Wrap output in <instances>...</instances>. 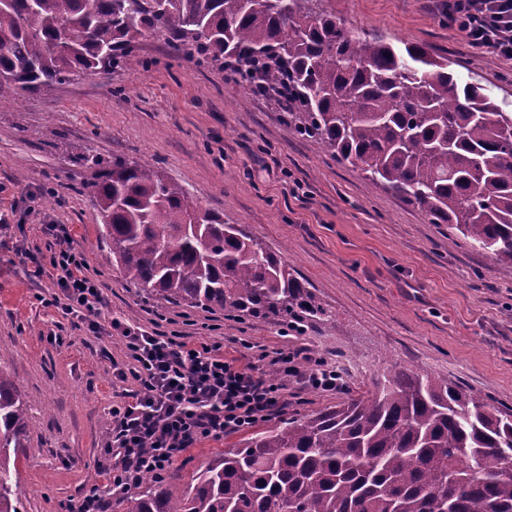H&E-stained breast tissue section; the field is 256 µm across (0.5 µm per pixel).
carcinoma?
Wrapping results in <instances>:
<instances>
[{
    "instance_id": "carcinoma-1",
    "label": "carcinoma",
    "mask_w": 512,
    "mask_h": 512,
    "mask_svg": "<svg viewBox=\"0 0 512 512\" xmlns=\"http://www.w3.org/2000/svg\"><path fill=\"white\" fill-rule=\"evenodd\" d=\"M147 34L231 63L247 93L286 87L296 136L512 267V111L427 48L346 26L330 0H4L0 108L109 72ZM84 161L112 260L147 295L284 323L328 317L280 258L154 163ZM372 385L224 449L184 490L144 476L124 512H512V409L396 363ZM28 434L0 368V512H20L11 455Z\"/></svg>"
}]
</instances>
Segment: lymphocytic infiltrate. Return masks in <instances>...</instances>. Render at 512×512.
I'll return each instance as SVG.
<instances>
[{
    "mask_svg": "<svg viewBox=\"0 0 512 512\" xmlns=\"http://www.w3.org/2000/svg\"><path fill=\"white\" fill-rule=\"evenodd\" d=\"M442 13L472 48L512 64V0H443ZM43 231L54 248L48 259L31 262H49L56 272L47 305L96 338L118 334L134 365L117 376L136 382L110 412L99 462L102 485L60 502L59 512H111L113 501L137 489L144 475L163 476L189 450L268 419L285 406L288 384L331 393L347 387L345 371L306 346L263 351L256 362L242 364L218 341L195 345L175 332H150L118 319L101 323L104 288L75 247L69 225L47 224ZM265 360L276 366L279 380L263 373Z\"/></svg>",
    "mask_w": 512,
    "mask_h": 512,
    "instance_id": "lymphocytic-infiltrate-1",
    "label": "lymphocytic infiltrate"
}]
</instances>
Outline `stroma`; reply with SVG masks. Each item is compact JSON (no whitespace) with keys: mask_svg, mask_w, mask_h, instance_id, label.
I'll use <instances>...</instances> for the list:
<instances>
[{"mask_svg":"<svg viewBox=\"0 0 512 512\" xmlns=\"http://www.w3.org/2000/svg\"><path fill=\"white\" fill-rule=\"evenodd\" d=\"M346 24L393 44L429 46L463 77L481 82L512 110V66L473 49L443 19L440 0H331ZM154 160L203 208L263 243L311 285L329 311L304 336L283 335L272 319L224 316L153 301L107 262L101 221L83 184L85 155ZM59 187L57 202L44 194ZM45 224H67L107 298L104 319L178 331L194 344L223 342L252 359L244 343L267 350L301 344L351 368L348 396L367 394L380 354L447 378L495 406H512V268L430 223L402 196L367 189L359 169L297 137L273 99L244 97L237 82L189 51L174 53L148 35L129 63L22 97L0 110V368L15 376L28 408L29 441L14 481L23 512H56L82 486L100 483V446L109 411L125 388L113 374L130 360L120 339L105 344L76 328L38 296L49 277L32 278L15 252H48ZM281 420L335 406L340 397L289 386ZM244 433L192 449L170 468L191 483Z\"/></svg>","mask_w":512,"mask_h":512,"instance_id":"35a3bbf8","label":"stroma"}]
</instances>
